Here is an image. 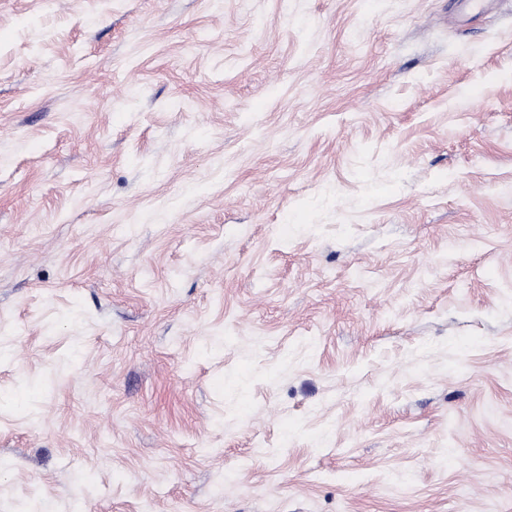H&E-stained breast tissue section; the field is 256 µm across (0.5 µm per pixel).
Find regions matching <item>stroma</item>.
<instances>
[{
    "mask_svg": "<svg viewBox=\"0 0 512 512\" xmlns=\"http://www.w3.org/2000/svg\"><path fill=\"white\" fill-rule=\"evenodd\" d=\"M0 512H512V0H0Z\"/></svg>",
    "mask_w": 512,
    "mask_h": 512,
    "instance_id": "1",
    "label": "stroma"
}]
</instances>
